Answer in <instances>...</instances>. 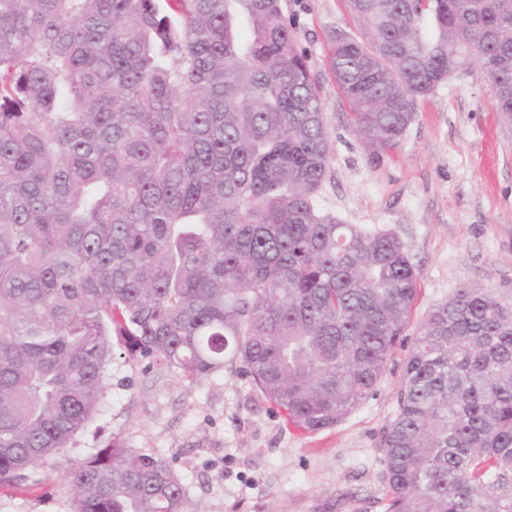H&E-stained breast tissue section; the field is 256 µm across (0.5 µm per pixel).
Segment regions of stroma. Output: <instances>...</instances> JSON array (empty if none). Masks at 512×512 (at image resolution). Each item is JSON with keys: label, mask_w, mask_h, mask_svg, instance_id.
<instances>
[{"label": "stroma", "mask_w": 512, "mask_h": 512, "mask_svg": "<svg viewBox=\"0 0 512 512\" xmlns=\"http://www.w3.org/2000/svg\"><path fill=\"white\" fill-rule=\"evenodd\" d=\"M296 40L321 84L334 153L317 206L347 224L390 230L420 270L414 315L460 283L512 305V129L494 111L478 66L426 99L398 148L371 163L328 65L330 40L357 24L340 0H288ZM406 351L397 348L376 394L336 426L304 433L262 398L241 362L193 384L167 370L114 360L100 414L55 459L117 436L150 450L188 488L191 512H384L383 429L398 406ZM0 512H70L66 494L0 489Z\"/></svg>", "instance_id": "35a3bbf8"}]
</instances>
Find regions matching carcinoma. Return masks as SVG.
Segmentation results:
<instances>
[{
	"label": "carcinoma",
	"instance_id": "1",
	"mask_svg": "<svg viewBox=\"0 0 512 512\" xmlns=\"http://www.w3.org/2000/svg\"><path fill=\"white\" fill-rule=\"evenodd\" d=\"M329 68L371 161L476 63L512 125V0H343ZM287 0H0V488L99 413L112 361L198 383L240 361L294 429L373 396L419 272L315 198L333 155ZM379 448L385 512H512V307L463 283L416 327ZM71 512H188L119 439Z\"/></svg>",
	"mask_w": 512,
	"mask_h": 512
}]
</instances>
